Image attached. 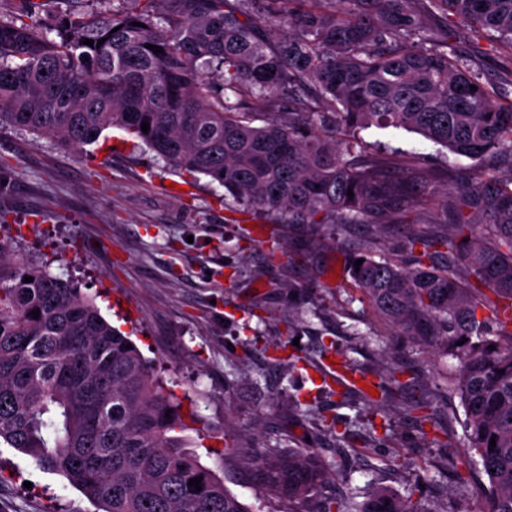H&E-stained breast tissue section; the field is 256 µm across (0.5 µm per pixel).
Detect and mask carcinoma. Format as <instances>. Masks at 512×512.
I'll list each match as a JSON object with an SVG mask.
<instances>
[{
  "instance_id": "obj_1",
  "label": "carcinoma",
  "mask_w": 512,
  "mask_h": 512,
  "mask_svg": "<svg viewBox=\"0 0 512 512\" xmlns=\"http://www.w3.org/2000/svg\"><path fill=\"white\" fill-rule=\"evenodd\" d=\"M69 7V25L53 37L27 21L26 0L0 16V124L72 149L121 129L173 168L219 182L253 215L285 212L291 224L333 229L404 225L388 254L350 255L351 283L398 335L459 360L471 467L462 474L447 453L440 468L461 484L485 475L481 512H512V106L490 96L470 59L448 55L450 21L492 30L512 51V0ZM372 126L414 132L473 160L472 170L448 187L442 208L426 210L414 188L451 183L454 168L394 174L385 155L364 147L361 132ZM418 224L448 228L413 231ZM485 289L495 296L488 303ZM403 375L398 366L379 377L381 395L366 403L403 395ZM185 427L137 347L93 300L0 240V442L102 512H250L174 434ZM335 464L278 443L256 472L269 496L295 502L312 497ZM199 476L197 491L189 480ZM318 512L421 510L412 495L379 487L363 502L323 501Z\"/></svg>"
}]
</instances>
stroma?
Returning a JSON list of instances; mask_svg holds the SVG:
<instances>
[{"label":"stroma","instance_id":"obj_1","mask_svg":"<svg viewBox=\"0 0 512 512\" xmlns=\"http://www.w3.org/2000/svg\"><path fill=\"white\" fill-rule=\"evenodd\" d=\"M448 50L468 56L493 95L512 82V51L495 32L449 28ZM121 136L109 129L73 150L1 125L0 159L12 169L0 177V238L48 261L53 273L73 276L102 316L129 334L159 383L186 408L185 435L201 462L223 473L252 512H315L322 499L361 501L375 487L403 495L427 469L433 481L414 496L425 512L436 504L479 512L481 485H457L437 468L445 451L466 446L460 398L446 384L458 361L393 342L392 328L335 273L346 248L383 246L396 228L378 237L366 224L333 233L276 217L267 225L282 249L270 252L265 235L248 234L251 215L224 204L218 182L177 175L147 150L114 151ZM362 137L368 147L387 146L403 164L451 163L462 174L470 166L412 132L372 127ZM327 346L370 377L396 364L418 374L413 394L432 399L433 423L422 428L399 404L377 412L354 390L315 385L314 366ZM286 352L305 357L308 368L277 365ZM335 417L349 430L341 446L325 426ZM386 420L391 441L364 451L370 426ZM228 431L238 455L225 452ZM434 435L445 436L447 449L431 445ZM281 438L335 461L316 497L292 504L270 498L242 465V457ZM0 512L96 508L62 476L1 443Z\"/></svg>","mask_w":512,"mask_h":512}]
</instances>
